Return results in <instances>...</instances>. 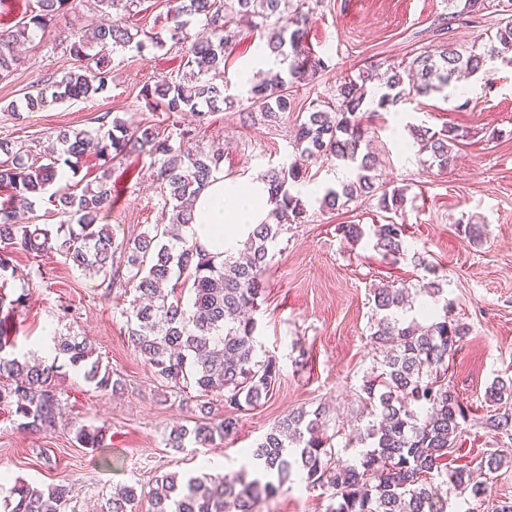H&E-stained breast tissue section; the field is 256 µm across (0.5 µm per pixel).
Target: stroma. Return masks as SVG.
<instances>
[{
	"label": "stroma",
	"instance_id": "1",
	"mask_svg": "<svg viewBox=\"0 0 512 512\" xmlns=\"http://www.w3.org/2000/svg\"><path fill=\"white\" fill-rule=\"evenodd\" d=\"M506 2L489 0L477 26L460 18L448 21V0H318L307 42L324 66L312 83L295 92L293 110L270 124L244 111L194 116L149 110L140 90L155 75L177 74L182 55L177 45L117 49L112 80L94 98L37 112L8 111V104L72 67L58 46L71 27L88 29L102 19L92 8L66 11L33 36L17 69L0 80V138L39 156L55 143L60 129L95 128L98 116L108 112L130 124H153L175 145L223 148L225 177L246 182L294 159L293 133L301 116L311 101L330 97L340 77L372 62L412 57L446 39L470 46L479 31L495 29ZM262 37V31L241 26L224 69L229 93H241V71L274 67ZM370 123L383 181L408 188L403 210L408 252L393 264L375 249L372 236L350 242L338 233L341 224L384 223L375 201L329 211L320 209L315 196L305 195L307 215L278 238L268 286L254 314L258 353L276 358L280 377L268 399L241 414L236 436L209 447H168L171 429L187 424L195 411L187 399L196 390L165 388L134 352L123 311L135 292L125 279L104 283L55 252L39 257L14 252L18 275L7 278L0 290L11 298L27 296L15 317L18 350L30 351L46 336L84 337L122 388L99 391L81 372L66 367L63 418L55 429L27 432L0 414V500L18 480L42 489L65 481L76 490L67 512H91L117 487H145L163 474L185 478L205 462L210 473H235L244 463V449L255 447L275 421L300 406L326 407L330 444L339 457L350 458L353 451L345 443L366 414L360 387L378 357L368 338L370 292L387 283L415 287L431 270L443 283L453 318L468 329L449 363L448 383L469 415L448 451V464L474 467L482 457L512 448V438L484 425L487 415L499 410L487 399L488 387L512 378V67L475 75L447 96L409 99ZM411 124L435 130L455 125L471 136L441 172L420 163L407 130ZM159 165L158 156L146 151L113 161L118 200L102 221L111 225L116 241L153 233L155 225L167 223L170 210L155 179ZM467 218L484 224L481 241L461 234L458 222ZM36 267L41 277L22 280V273ZM84 425L105 428L106 446L81 447L75 434ZM487 485L484 495L452 498L448 512H496L501 501L512 502V462L492 474ZM329 503V495L306 490L295 477L259 503L257 512H327Z\"/></svg>",
	"mask_w": 512,
	"mask_h": 512
}]
</instances>
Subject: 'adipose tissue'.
<instances>
[{
    "label": "adipose tissue",
    "instance_id": "1",
    "mask_svg": "<svg viewBox=\"0 0 512 512\" xmlns=\"http://www.w3.org/2000/svg\"><path fill=\"white\" fill-rule=\"evenodd\" d=\"M267 198L263 181L255 179L245 186L233 185L223 173H216L194 203L193 220L186 234L208 251L223 253L245 239L251 226L265 218Z\"/></svg>",
    "mask_w": 512,
    "mask_h": 512
}]
</instances>
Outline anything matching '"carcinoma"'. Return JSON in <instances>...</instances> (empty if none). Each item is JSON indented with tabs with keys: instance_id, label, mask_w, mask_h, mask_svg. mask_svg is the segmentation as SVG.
Masks as SVG:
<instances>
[{
	"instance_id": "obj_1",
	"label": "carcinoma",
	"mask_w": 512,
	"mask_h": 512,
	"mask_svg": "<svg viewBox=\"0 0 512 512\" xmlns=\"http://www.w3.org/2000/svg\"><path fill=\"white\" fill-rule=\"evenodd\" d=\"M105 13L131 11L135 0H36L30 17L0 31V79L20 62L17 48L44 30L55 17L78 10L88 2ZM485 9L484 0H463L451 18H473ZM173 27L169 39L155 33L144 39L118 22L91 30L77 29L62 40V48L80 65L68 69L11 104V111H28L86 100L105 91L112 80L110 53L131 44L142 51L146 45L161 49L167 41L185 45L186 65L196 79L176 82L159 75L142 87V96L153 109L211 112L246 106L264 121L275 123L293 109V89L309 84L321 68L307 43L311 16L309 0H173ZM196 19L206 34L186 42V27ZM269 31L266 47L282 58L287 68L268 70L245 83L246 95H230L223 77L226 52L235 44L239 23ZM494 62L512 64V19L496 31L479 35L463 50L453 41L423 50L410 60L384 61L346 75L336 84L330 100L310 108L297 125L293 147L309 162L335 159L351 168L352 178L328 188L320 204L339 210L362 199H375L390 214L387 223L373 226L374 247L394 261L407 253L406 224L396 220L402 211L406 188L387 187L380 180L378 160L361 153L371 127L366 115L390 111L411 97L429 96L451 86L462 75H475ZM95 129H62L59 150L47 162L10 141H0V279L13 270V252L40 256L58 252L90 277L110 278L114 257L126 258L127 282L135 298L126 309L128 338L135 351L169 387L182 390L193 385L198 393L192 427L180 426L169 433L168 445L183 448L190 441L205 446L233 436L241 412L258 406L272 393L280 376L277 360L257 353V321L247 312L264 295L265 273L273 248L290 224L302 223L306 205L293 188L307 179L306 166L295 161L273 167L264 175L271 205L267 221L254 225L242 247L219 258L200 244L188 241L182 229L193 219V206L212 174L220 170V149L184 151L160 136L152 124L130 126L120 117L105 113ZM427 162L445 170L453 162L455 147L469 136L457 127L438 131L423 125L409 128ZM149 150L162 156L156 180L171 206L169 223L116 244L112 228L100 223L115 203L108 164L118 157ZM102 161L103 171L94 182L64 180L65 171L77 176L89 154ZM66 218L60 224H22L21 211L36 203ZM191 297L182 299L184 285ZM440 280L429 279L415 289V296L439 299ZM409 290L377 288L369 326L370 340L383 359L363 381L361 394L368 405L364 427L349 438L347 447L366 449L352 460L335 458L326 435V410L293 409L277 421L256 447L247 450L269 476L247 481L240 474L215 476L206 472L178 480L164 474L155 479L145 496L153 512H255L264 498L276 495L295 474L306 486L332 492L336 501L328 512H448L453 496L466 492L481 495L486 484L475 479L467 466H448L453 447L467 419L464 407L448 385L449 360L467 335L454 320L449 306L443 312L427 310L429 324L406 316ZM26 293L13 299L0 293V410L13 417L23 430L44 432L56 427L61 413L60 366L57 360L83 373L84 379L102 392L120 387L112 371L86 340L55 336L52 363H33L15 352L12 317L24 306ZM216 394L224 402L221 419L211 417L206 397ZM488 398L495 404L512 401V381H496ZM495 432L512 431V414H492L485 420ZM76 440L84 448H101L103 428L81 427ZM75 496L68 483L47 489L17 481L3 500L4 512H65ZM139 500L137 488L123 486L99 506V512H133Z\"/></svg>"
}]
</instances>
